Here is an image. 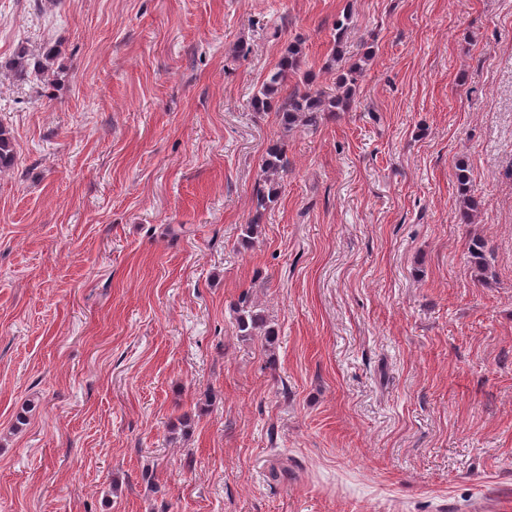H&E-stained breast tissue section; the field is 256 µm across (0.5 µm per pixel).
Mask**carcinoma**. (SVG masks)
I'll use <instances>...</instances> for the list:
<instances>
[{
	"mask_svg": "<svg viewBox=\"0 0 512 512\" xmlns=\"http://www.w3.org/2000/svg\"><path fill=\"white\" fill-rule=\"evenodd\" d=\"M351 16L346 14L336 21V34L332 48V59L341 57L343 41L350 29ZM59 50L54 46H45L33 58L24 55L18 57L15 69L20 73H30L40 80H45L53 71ZM301 49L290 44L277 65L265 75L262 83L250 98L249 106L254 112L276 110L281 117L284 128L295 125L305 127L318 126L325 117L338 112H348L355 104V90L363 76L364 69L355 63L342 74L336 94L326 95L315 89L309 74L298 76L301 68ZM16 150L10 131L0 125V172L15 165ZM288 172V159L281 148L271 149L262 164L258 188L255 194L256 209H266L275 202L279 185ZM457 193L459 200L458 221L470 224L478 209V201L471 194L468 168L457 166ZM489 249L486 241L474 236L469 242V255L477 272L484 278L489 276ZM235 323L244 336H252L257 331L265 330V338L272 336V330L265 329L266 321L255 310L253 302L246 296L241 297L233 308Z\"/></svg>",
	"mask_w": 512,
	"mask_h": 512,
	"instance_id": "1",
	"label": "carcinoma"
}]
</instances>
